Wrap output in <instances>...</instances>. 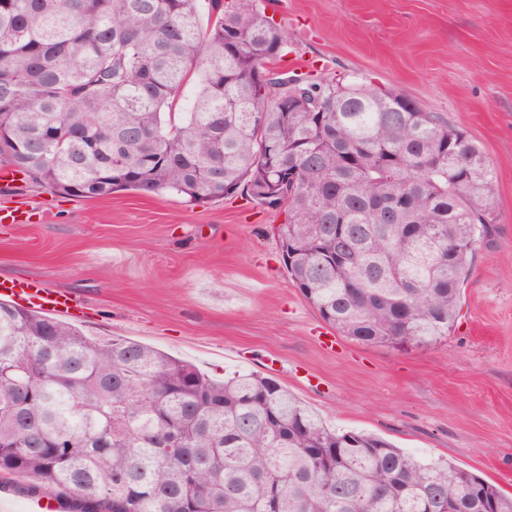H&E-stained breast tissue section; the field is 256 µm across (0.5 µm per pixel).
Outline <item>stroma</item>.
<instances>
[{"label": "stroma", "mask_w": 512, "mask_h": 512, "mask_svg": "<svg viewBox=\"0 0 512 512\" xmlns=\"http://www.w3.org/2000/svg\"><path fill=\"white\" fill-rule=\"evenodd\" d=\"M285 65L406 93L463 130L496 172V224L447 339L399 349L339 336L295 288L271 225L242 196L105 198L0 179L29 224H0V281L37 279L83 303L72 324L187 360L215 378L278 380L329 427L382 436L512 494V0H263Z\"/></svg>", "instance_id": "obj_1"}]
</instances>
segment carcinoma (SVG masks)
Instances as JSON below:
<instances>
[{"label": "carcinoma", "mask_w": 512, "mask_h": 512, "mask_svg": "<svg viewBox=\"0 0 512 512\" xmlns=\"http://www.w3.org/2000/svg\"><path fill=\"white\" fill-rule=\"evenodd\" d=\"M288 54L260 0H0V163L73 197L278 202L288 278L326 324L369 347L447 338L493 168L401 91L291 76L282 99L266 75ZM2 473L72 512H512L273 378L217 381L0 301Z\"/></svg>", "instance_id": "carcinoma-1"}]
</instances>
